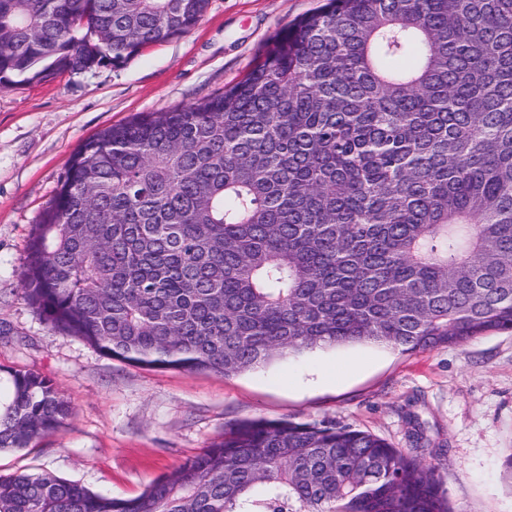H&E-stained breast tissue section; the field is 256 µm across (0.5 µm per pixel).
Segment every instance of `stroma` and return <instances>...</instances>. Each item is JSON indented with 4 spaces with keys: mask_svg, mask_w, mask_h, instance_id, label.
Instances as JSON below:
<instances>
[{
    "mask_svg": "<svg viewBox=\"0 0 512 512\" xmlns=\"http://www.w3.org/2000/svg\"><path fill=\"white\" fill-rule=\"evenodd\" d=\"M320 4L209 0L189 33L122 66L0 90V365L47 376L71 406L63 430L0 453L1 476L50 473L134 497L232 423L335 418L397 448L421 428L455 512H512V331L413 355L369 343L323 347L227 378L105 357L53 330L22 294L32 227L84 140L223 92L277 32Z\"/></svg>",
    "mask_w": 512,
    "mask_h": 512,
    "instance_id": "obj_1",
    "label": "stroma"
}]
</instances>
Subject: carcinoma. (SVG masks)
Masks as SVG:
<instances>
[{"mask_svg":"<svg viewBox=\"0 0 512 512\" xmlns=\"http://www.w3.org/2000/svg\"><path fill=\"white\" fill-rule=\"evenodd\" d=\"M208 0H0V88L117 67ZM23 295L149 368L230 377L362 342L512 330V0H326L263 62L73 153ZM69 404L0 367V451ZM336 419L245 420L132 498L0 476V512H454L423 455Z\"/></svg>","mask_w":512,"mask_h":512,"instance_id":"carcinoma-1","label":"carcinoma"}]
</instances>
